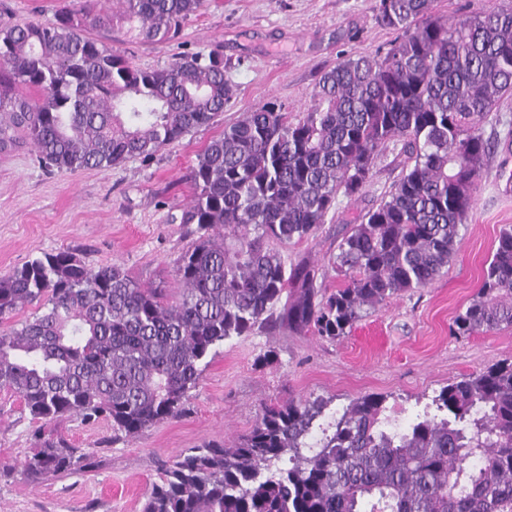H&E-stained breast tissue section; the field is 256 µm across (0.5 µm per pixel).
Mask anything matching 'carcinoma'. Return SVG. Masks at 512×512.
<instances>
[{
  "label": "carcinoma",
  "mask_w": 512,
  "mask_h": 512,
  "mask_svg": "<svg viewBox=\"0 0 512 512\" xmlns=\"http://www.w3.org/2000/svg\"><path fill=\"white\" fill-rule=\"evenodd\" d=\"M435 0H378L396 38L324 72L315 106L292 120L273 102L224 126L198 154L179 223L193 236L171 302L116 264L45 253L0 276V389L31 420H106L134 438L187 412L207 358L254 328L336 340L388 299L427 288L454 258L478 179L493 155L481 126L512 96V4L460 20ZM203 0L75 6L48 24L0 30V152L25 141L63 173L152 159L208 126L233 86L216 46L141 69L88 35L120 26L140 42L177 38ZM402 144L407 164L322 268L282 249L309 238ZM512 327V227L500 231L456 335ZM385 399H353L313 439L327 402L261 406L238 441L205 442L165 465L141 512H512V360L443 387L406 425ZM31 478L83 470L90 454L35 433Z\"/></svg>",
  "instance_id": "1"
}]
</instances>
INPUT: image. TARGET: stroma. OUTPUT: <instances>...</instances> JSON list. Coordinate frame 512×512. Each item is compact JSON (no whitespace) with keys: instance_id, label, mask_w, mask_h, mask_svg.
Masks as SVG:
<instances>
[{"instance_id":"obj_1","label":"stroma","mask_w":512,"mask_h":512,"mask_svg":"<svg viewBox=\"0 0 512 512\" xmlns=\"http://www.w3.org/2000/svg\"><path fill=\"white\" fill-rule=\"evenodd\" d=\"M72 0H0V26L48 23ZM376 0H205L178 39L130 40L114 29L109 46L143 69L166 66L183 54L224 47L226 76L236 94L212 125L166 146L153 160L132 157L102 169L59 174L33 147L0 155V276L28 260L69 250L87 265L121 266L146 287L179 296L174 270L192 238L170 217L191 200L189 178L198 153L225 125L274 102L291 117L312 105L323 70L358 54L387 48L392 31L375 21ZM512 97L491 114L481 133L495 143L474 208L460 229L458 251L429 287L389 299L336 340L288 330H255L226 342L192 391L186 416L137 437L110 423L70 418L56 431L92 450L88 469L32 479L22 469L35 449L36 424L18 395L0 390V512H141L161 466L207 441L234 442L253 427L260 405L311 397L342 410L350 400L383 397L398 422H407L448 383L512 359V328L456 336L452 321L476 293L500 231L512 226ZM404 157L389 146L377 157L355 199L335 211L308 239L284 248L289 261L323 267V285L340 276L327 258L348 221L379 203L401 175Z\"/></svg>"}]
</instances>
